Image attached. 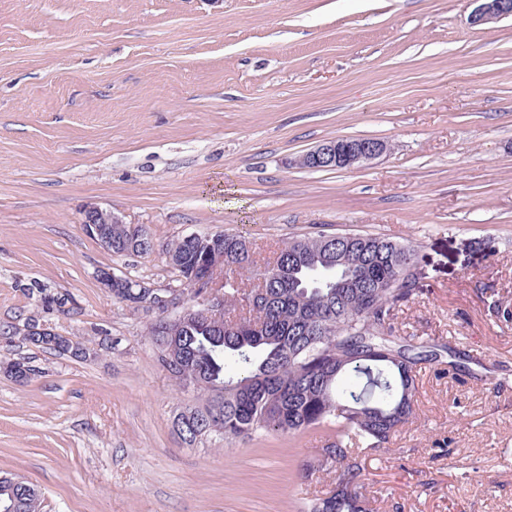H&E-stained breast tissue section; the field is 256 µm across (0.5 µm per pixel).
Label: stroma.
Returning <instances> with one entry per match:
<instances>
[{
	"label": "stroma",
	"instance_id": "obj_1",
	"mask_svg": "<svg viewBox=\"0 0 512 512\" xmlns=\"http://www.w3.org/2000/svg\"><path fill=\"white\" fill-rule=\"evenodd\" d=\"M472 0H0V472L43 512H304L329 495L326 435L182 441L204 405L158 360L160 295L190 234L273 256L289 239L371 234L412 244L419 291L401 335L469 359L416 373V419L365 455L374 512H512V18L470 23ZM378 138L370 164L298 158ZM95 203L146 229L117 256L81 224ZM86 342L73 359L28 322ZM35 368L27 384L2 365Z\"/></svg>",
	"mask_w": 512,
	"mask_h": 512
}]
</instances>
